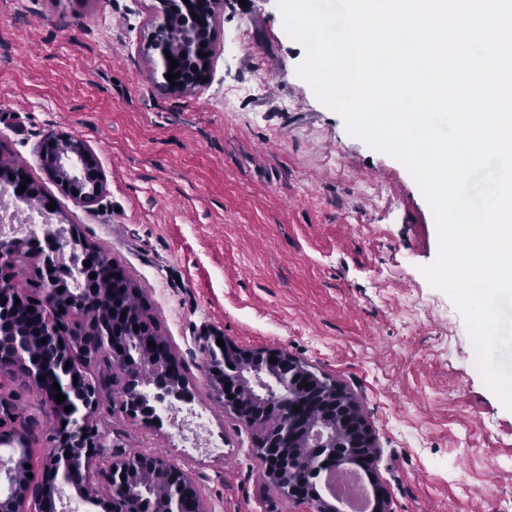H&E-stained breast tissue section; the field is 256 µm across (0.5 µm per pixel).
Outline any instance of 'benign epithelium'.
I'll list each match as a JSON object with an SVG mask.
<instances>
[{
	"instance_id": "1",
	"label": "benign epithelium",
	"mask_w": 512,
	"mask_h": 512,
	"mask_svg": "<svg viewBox=\"0 0 512 512\" xmlns=\"http://www.w3.org/2000/svg\"><path fill=\"white\" fill-rule=\"evenodd\" d=\"M193 7L182 11L183 31L179 35L181 53L191 59V78L170 84L174 93L192 91L209 68L214 49L210 31L217 20L224 0H191ZM184 0H157L152 38L148 49L156 52L162 63V74H167L170 61L165 51L171 50L174 38L170 27L171 15L181 11ZM37 156L46 174L66 195L83 203L96 201L104 192V178L94 152L84 140L65 134L45 136L38 145ZM26 186L19 191L20 186ZM0 186L12 190L15 201L22 202L34 193L25 170L0 169ZM81 239L76 227H71L69 238H61L50 224L22 236L0 238V307L17 302L31 308L40 322L39 335L51 351L34 358L21 350L19 330L13 335L0 333V373L21 375L32 389L43 394L40 376L57 370L61 393L68 397L70 412L59 408L55 394H44L54 414L65 421L51 437L52 451L38 465L31 460L29 423L15 426L11 403L0 398V442L10 444L7 453H0V485L7 492L0 494V512H58L61 486H72L79 497L99 505L92 488L89 468L95 459L105 457L109 447L107 435L95 421L104 404L105 388L85 377L84 366L99 355H109L122 371L115 395L126 414L146 423L160 420L158 415L148 417L141 411L143 372H153L156 386L153 401L170 397L161 389L165 382L181 395L188 394L187 381L179 373V365L171 352L153 359L143 357L134 347L138 339L117 334L109 317L99 313L100 298L86 297L84 266L73 269L71 280L75 287L60 290L57 269L62 265V253ZM38 262L34 290H23L15 282L16 271L29 260ZM219 336L199 337L200 350L208 359L209 383L224 402V410L249 426H260L265 420L277 422L272 439L262 437L256 446V455L265 465L269 478L274 468L282 464L278 448L311 449L307 458V472H302L299 460L288 458L289 468L296 474L288 486V497L307 501L314 512H339L336 505L324 498L318 482L321 477L344 468H353L364 474L372 488V512H388L385 492L376 476L377 454L374 438L353 396L336 381L317 376L309 366L283 349H243L225 339L217 344ZM70 363L69 372L57 368L59 358ZM276 363L269 362V358ZM318 378L324 398L317 407L329 417L342 415L341 432L336 427L318 423L304 430L305 415L283 414L285 404L298 405L295 393L306 388L305 382ZM270 384L272 390L261 393L258 408L241 399L243 386L249 383ZM230 390H225V386ZM107 472L112 474L108 512H148L146 501L159 506V512H187L186 493L194 497L195 512H206L203 501L188 473L177 468L161 454L138 455L131 459L109 458Z\"/></svg>"
}]
</instances>
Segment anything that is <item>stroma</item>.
I'll return each instance as SVG.
<instances>
[{"label":"stroma","mask_w":512,"mask_h":512,"mask_svg":"<svg viewBox=\"0 0 512 512\" xmlns=\"http://www.w3.org/2000/svg\"><path fill=\"white\" fill-rule=\"evenodd\" d=\"M154 0H0V160H16L56 220L112 257L139 292L218 440L109 403L110 456L162 453L208 512H312L261 479L256 429L225 412L196 338L284 348L359 402L389 512H512V411L484 383L465 323L421 266L433 212L407 167L352 136L296 69L303 47L276 0H224L205 82L163 86L147 45ZM96 153L85 204L43 171L49 133ZM35 457L55 416L22 377H0Z\"/></svg>","instance_id":"35a3bbf8"}]
</instances>
